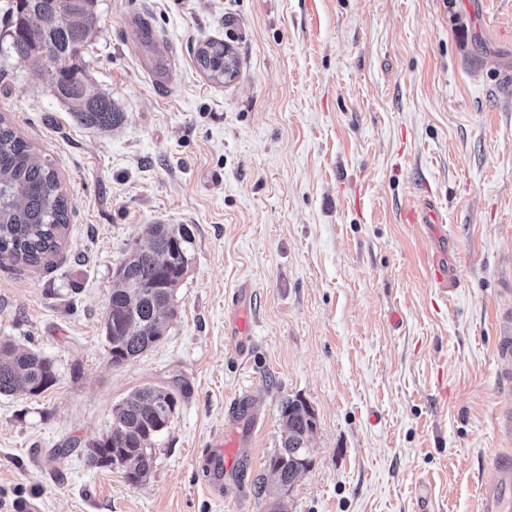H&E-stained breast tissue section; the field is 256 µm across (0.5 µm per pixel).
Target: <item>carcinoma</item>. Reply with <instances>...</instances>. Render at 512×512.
<instances>
[{
	"mask_svg": "<svg viewBox=\"0 0 512 512\" xmlns=\"http://www.w3.org/2000/svg\"><path fill=\"white\" fill-rule=\"evenodd\" d=\"M9 42L0 55L48 62L54 74L55 96L65 103L73 121L85 128L110 131L124 113L112 98L88 81L83 61L71 54L75 43H89L97 24L96 0H14ZM42 22V38L27 32L31 15ZM199 67L215 82L224 81V44L208 42L197 51ZM69 221L67 202L51 163L32 153L31 145L0 118V256L38 264L53 253ZM147 244L132 243L121 262L124 272L112 281L104 317L105 340L112 365L119 367L161 340L166 320L176 315V291L187 264L190 229L184 225L152 224ZM52 362L36 350L20 351L0 343V395H39L52 387ZM172 385L146 384L132 390L113 408L112 425L120 438H99L85 446L87 463L101 467L102 458L123 468L132 485L149 478L152 444L167 427L178 404ZM281 447L268 466L277 470L280 486L293 487L298 467L311 463L308 439L315 414L301 399L282 403Z\"/></svg>",
	"mask_w": 512,
	"mask_h": 512,
	"instance_id": "obj_1",
	"label": "carcinoma"
}]
</instances>
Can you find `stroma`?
<instances>
[{"label": "stroma", "mask_w": 512, "mask_h": 512, "mask_svg": "<svg viewBox=\"0 0 512 512\" xmlns=\"http://www.w3.org/2000/svg\"><path fill=\"white\" fill-rule=\"evenodd\" d=\"M97 14L82 60L125 115L114 131L76 125L50 71L0 61V116L52 164L69 210L40 264L0 257V341L57 373L41 395H0V512H269L253 484L296 398L317 426L286 512H475L487 458L512 449L495 358L512 309V0H97ZM128 20L171 41L166 87ZM210 40L232 49L233 80L198 67ZM428 200L441 229L407 221ZM159 222L192 232L178 316L115 367L112 270ZM244 285L245 358L224 332ZM175 381L146 483L87 464L116 403ZM245 392L259 419L241 417L251 437L219 496L208 445Z\"/></svg>", "instance_id": "obj_1"}]
</instances>
